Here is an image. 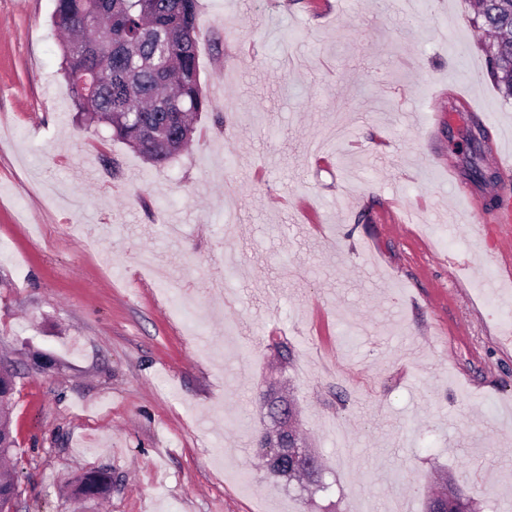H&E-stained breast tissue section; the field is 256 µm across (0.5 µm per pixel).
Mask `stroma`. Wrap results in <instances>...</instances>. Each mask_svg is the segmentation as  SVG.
<instances>
[{
	"label": "stroma",
	"instance_id": "1",
	"mask_svg": "<svg viewBox=\"0 0 512 512\" xmlns=\"http://www.w3.org/2000/svg\"><path fill=\"white\" fill-rule=\"evenodd\" d=\"M200 3L224 102L155 167L78 118L54 0H0L17 512H423L440 470L507 512L512 226L474 238L458 197L497 193L472 169L512 100L469 0ZM276 381L327 490L253 454Z\"/></svg>",
	"mask_w": 512,
	"mask_h": 512
}]
</instances>
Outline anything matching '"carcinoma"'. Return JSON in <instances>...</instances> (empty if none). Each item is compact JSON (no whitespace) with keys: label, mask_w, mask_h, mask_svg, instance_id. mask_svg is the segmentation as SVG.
<instances>
[{"label":"carcinoma","mask_w":512,"mask_h":512,"mask_svg":"<svg viewBox=\"0 0 512 512\" xmlns=\"http://www.w3.org/2000/svg\"><path fill=\"white\" fill-rule=\"evenodd\" d=\"M474 23L493 41L485 46L498 89L512 98V0H472ZM100 20L99 39L84 27L90 15ZM198 0H56L53 25L61 34L62 69L76 111L90 124L104 123L147 162L163 166L178 156L165 142L188 147L195 118L213 108L200 79L197 58ZM285 446L263 431L254 452L272 474L270 448ZM278 477H303L322 485L320 471L288 466ZM18 483L0 473V512ZM448 512H474L476 490L443 478Z\"/></svg>","instance_id":"obj_1"}]
</instances>
